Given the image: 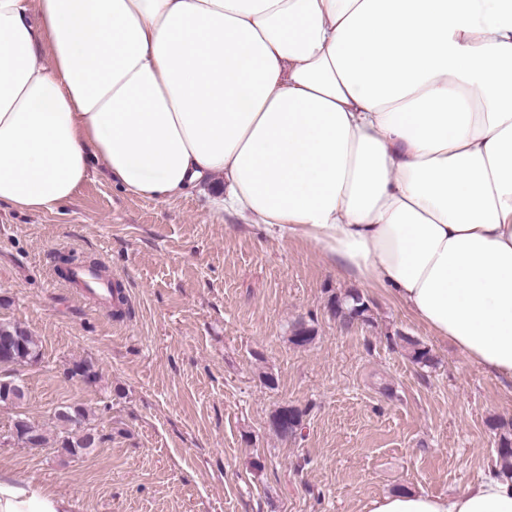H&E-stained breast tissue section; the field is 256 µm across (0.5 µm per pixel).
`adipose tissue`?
<instances>
[{
    "label": "adipose tissue",
    "instance_id": "1",
    "mask_svg": "<svg viewBox=\"0 0 512 512\" xmlns=\"http://www.w3.org/2000/svg\"><path fill=\"white\" fill-rule=\"evenodd\" d=\"M313 244L512 380V0H0V205L90 177ZM0 475V512H73ZM369 512H512V471Z\"/></svg>",
    "mask_w": 512,
    "mask_h": 512
}]
</instances>
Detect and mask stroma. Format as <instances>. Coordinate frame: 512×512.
<instances>
[{"label":"stroma","instance_id":"1","mask_svg":"<svg viewBox=\"0 0 512 512\" xmlns=\"http://www.w3.org/2000/svg\"><path fill=\"white\" fill-rule=\"evenodd\" d=\"M90 169L54 210L0 206V322L41 347L20 370L29 416L50 430L59 406L82 405L103 441L78 456L5 443L0 472L38 479L78 512H369L405 488L463 493L493 467L512 381L382 289L361 290L372 323L336 318L329 300L352 281L315 246L225 216L223 179L158 203L116 187L99 159ZM69 254L123 277V316L52 282ZM298 323L315 331L308 346L289 340ZM396 332L431 348L435 368L390 344ZM80 359L96 383L64 376ZM286 404L307 412L288 440L270 425Z\"/></svg>","mask_w":512,"mask_h":512}]
</instances>
